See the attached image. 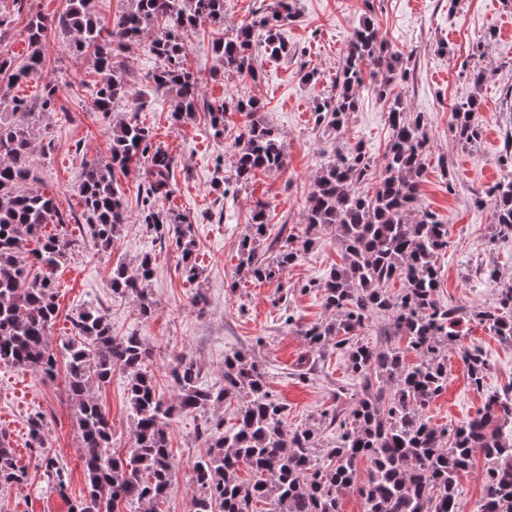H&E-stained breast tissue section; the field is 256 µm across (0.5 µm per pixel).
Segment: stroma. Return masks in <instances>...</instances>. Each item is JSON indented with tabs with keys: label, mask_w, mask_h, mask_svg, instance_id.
I'll use <instances>...</instances> for the list:
<instances>
[{
	"label": "stroma",
	"mask_w": 512,
	"mask_h": 512,
	"mask_svg": "<svg viewBox=\"0 0 512 512\" xmlns=\"http://www.w3.org/2000/svg\"><path fill=\"white\" fill-rule=\"evenodd\" d=\"M295 17L282 28L286 56L268 57L254 51L257 78L225 70L212 51L214 36L202 24L184 35L185 65L200 77L202 101L255 96L265 104L261 119L283 137L286 169L258 173L248 184L224 192L229 175L230 149L243 122L229 114L222 138H213L207 112L173 123L166 97L145 77L158 66L145 44L112 51V64L122 72L131 96L113 101L109 113L94 106L98 75L92 53L70 51L66 36L50 38L43 68L20 82L0 75V97L33 98L46 85L59 89L58 111L34 124L38 150L33 159L36 188L53 194L67 224L49 223L46 233H67L76 245L55 271L59 317L52 339L69 335L71 320L85 307H102L117 336H141L152 353L147 371L155 373L157 390L166 399L175 389L167 370L177 355L194 361L200 381L214 389L224 384V355L241 351L266 363L268 384L288 408L289 428L321 426L323 411L346 407L358 388L343 355L334 347L311 349L299 326L332 320L319 292L306 290L339 264L340 246L333 231L320 234L303 247V204L324 163L341 148L362 145L381 160L391 138L389 104L367 91L359 93V107L340 131L315 123L314 106L334 91L336 73L352 34L363 20H372L381 39L400 54L408 70L397 82L407 110L421 114L430 149L425 157L422 203L449 228V246L437 264L441 271L438 299L475 309L493 305L499 291L512 287V236L498 235L490 205L475 206L482 195L512 179V168L500 158L512 132V0H292ZM65 0H27L0 52L21 67L28 56L26 25L31 15L61 13ZM485 73L482 86L470 81L472 70ZM478 95L477 114L482 134L471 147L455 136L452 104ZM127 122L149 128L174 159L175 191L159 203L161 209L187 217L193 225L199 275H182L180 251L147 233L137 208L139 180L134 172H115L128 202L129 219L112 251L93 246L81 216L80 188L86 160L110 158L112 127ZM267 205V239L292 240L300 248L298 262L276 280L254 282L237 269L238 250L248 234L257 202ZM147 253L156 257L157 274L148 283L153 312L142 316L131 297L113 295L112 269L132 265ZM497 267V279L482 278V268ZM206 304L194 305L195 294ZM291 311L294 323L283 313ZM456 346L447 351L448 387L433 401L427 415L439 427L473 418L482 410L484 393L475 390L459 350L480 346L491 366L485 391L512 386V345L501 342L482 323L463 319ZM126 375L115 371L111 381L94 388L115 432V446L127 452L132 444V421L127 405ZM42 413L46 449L30 447L28 421ZM202 414L175 417L169 427L176 467L173 490L161 512H189L199 489L193 463L205 455L199 436ZM0 432L15 451L25 477L0 484V512H71L85 489L80 431L64 379L44 382L34 371L0 366ZM68 468L65 492L54 491L45 475L46 457Z\"/></svg>",
	"instance_id": "35a3bbf8"
}]
</instances>
